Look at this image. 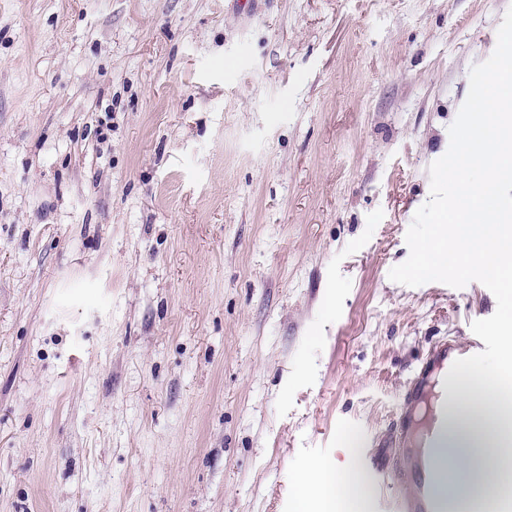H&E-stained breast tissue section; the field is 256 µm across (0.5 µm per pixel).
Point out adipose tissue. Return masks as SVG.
<instances>
[{"mask_svg": "<svg viewBox=\"0 0 512 512\" xmlns=\"http://www.w3.org/2000/svg\"><path fill=\"white\" fill-rule=\"evenodd\" d=\"M512 378V370L497 365L465 376L449 426L452 452L446 460L451 486L490 499L512 487V399L497 392L495 383ZM360 449L349 461L331 469L314 465L297 482V512H368V492L362 480Z\"/></svg>", "mask_w": 512, "mask_h": 512, "instance_id": "1", "label": "adipose tissue"}]
</instances>
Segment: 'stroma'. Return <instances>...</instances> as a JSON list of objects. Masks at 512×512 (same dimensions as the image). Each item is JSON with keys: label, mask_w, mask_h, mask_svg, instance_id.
I'll use <instances>...</instances> for the list:
<instances>
[{"label": "stroma", "mask_w": 512, "mask_h": 512, "mask_svg": "<svg viewBox=\"0 0 512 512\" xmlns=\"http://www.w3.org/2000/svg\"><path fill=\"white\" fill-rule=\"evenodd\" d=\"M512 0H0V512H296L482 283L390 280Z\"/></svg>", "instance_id": "obj_1"}]
</instances>
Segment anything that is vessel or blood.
<instances>
[{
  "instance_id": "1",
  "label": "vessel or blood",
  "mask_w": 512,
  "mask_h": 512,
  "mask_svg": "<svg viewBox=\"0 0 512 512\" xmlns=\"http://www.w3.org/2000/svg\"><path fill=\"white\" fill-rule=\"evenodd\" d=\"M484 348L476 336L435 341L402 393L389 447L364 459L369 475L393 490L396 512H512V495L489 503L444 490L448 422L456 401V384L446 375L455 360Z\"/></svg>"
}]
</instances>
